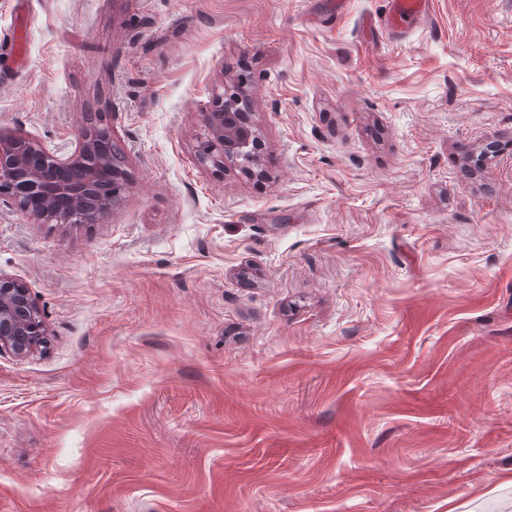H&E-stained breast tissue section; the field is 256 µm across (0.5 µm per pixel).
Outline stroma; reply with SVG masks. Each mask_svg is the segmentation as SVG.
<instances>
[{"label":"stroma","instance_id":"1","mask_svg":"<svg viewBox=\"0 0 512 512\" xmlns=\"http://www.w3.org/2000/svg\"><path fill=\"white\" fill-rule=\"evenodd\" d=\"M0 0V130L129 172L0 200L46 348L0 351V512H512V0ZM246 75L253 163H201ZM429 4V0H383L384 9L369 24L378 26L392 37H399L412 24L428 17Z\"/></svg>","mask_w":512,"mask_h":512}]
</instances>
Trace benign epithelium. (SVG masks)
<instances>
[{"label":"benign epithelium","instance_id":"obj_1","mask_svg":"<svg viewBox=\"0 0 512 512\" xmlns=\"http://www.w3.org/2000/svg\"><path fill=\"white\" fill-rule=\"evenodd\" d=\"M244 97L219 95L205 121L202 161L224 155L254 157L257 137ZM109 160L95 137L81 131L75 150L60 155L38 139L0 131V198L9 199L35 224H95L117 204ZM47 329L26 285L0 275V350L24 356L46 344Z\"/></svg>","mask_w":512,"mask_h":512}]
</instances>
